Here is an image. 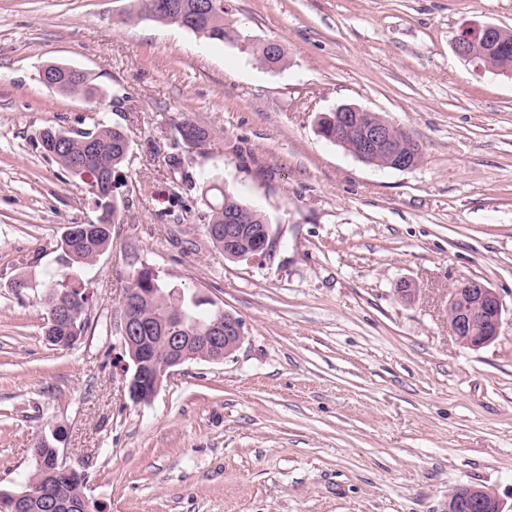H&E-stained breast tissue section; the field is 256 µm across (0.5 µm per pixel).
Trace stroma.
<instances>
[{
  "instance_id": "1",
  "label": "stroma",
  "mask_w": 512,
  "mask_h": 512,
  "mask_svg": "<svg viewBox=\"0 0 512 512\" xmlns=\"http://www.w3.org/2000/svg\"><path fill=\"white\" fill-rule=\"evenodd\" d=\"M135 9L0 0V491L21 489L56 431L100 512H442L461 485L512 512V76L453 51L463 24L512 30V0H224L241 34L224 43ZM267 41L280 68L251 54ZM47 64L87 72L111 107L43 84ZM342 104L410 132L421 164L380 169L323 139L319 117ZM185 118L209 130L202 152L174 148ZM96 119L131 150L130 207L86 275L93 313L117 312L146 266L245 333L232 358L184 363L146 404L129 398L118 337L63 349L44 336L57 244L96 213L40 134ZM185 175L194 189L173 195ZM212 182L266 214L268 256L214 247ZM466 279L504 307L477 350L448 327Z\"/></svg>"
}]
</instances>
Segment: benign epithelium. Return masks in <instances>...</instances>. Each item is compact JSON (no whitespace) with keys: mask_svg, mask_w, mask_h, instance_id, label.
Returning a JSON list of instances; mask_svg holds the SVG:
<instances>
[{"mask_svg":"<svg viewBox=\"0 0 512 512\" xmlns=\"http://www.w3.org/2000/svg\"><path fill=\"white\" fill-rule=\"evenodd\" d=\"M455 54L472 62L481 70H489L507 76L512 67L495 65V60L507 57L509 45L504 41V29L488 22L476 23L460 29L454 43ZM77 76L81 70L68 66L47 65L40 72L41 81L47 86L58 85L59 73ZM335 130L330 142L350 149L356 158L368 164L379 157L386 158L402 171L419 164L420 150L415 139L405 140L396 135L398 126L381 116L365 121L368 110L356 105H341L334 110ZM211 235L224 234V256L233 260L261 258L271 248V225L264 224L256 230H248L240 224L228 223L224 229L208 228ZM121 341L136 342L143 356L151 353V345L144 332L149 326L129 313L127 302H122ZM503 312L499 296L485 283L468 279L451 289L448 299V323L452 335L463 347L477 350L491 343L498 335ZM166 344V363L152 374V394H157L163 382L184 364L185 352L190 347H200L212 352L211 361L220 362L234 354L244 340L243 326L230 313L219 314L211 321L208 335L197 336L181 328L160 337ZM31 493H5L0 496V512H23L29 507ZM443 512H503L497 498L474 486H460L448 493Z\"/></svg>","mask_w":512,"mask_h":512,"instance_id":"7a95c632","label":"benign epithelium"}]
</instances>
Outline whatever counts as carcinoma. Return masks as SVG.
<instances>
[{"instance_id": "obj_1", "label": "carcinoma", "mask_w": 512, "mask_h": 512, "mask_svg": "<svg viewBox=\"0 0 512 512\" xmlns=\"http://www.w3.org/2000/svg\"><path fill=\"white\" fill-rule=\"evenodd\" d=\"M137 2L138 10L129 16L131 20L148 18L177 25L208 40L224 42L237 37V32L224 23V0H207L209 7L201 14L196 11L198 0H171L172 7L162 13L153 11L154 0ZM59 90L83 96H94L102 92L86 72L75 83L60 84ZM50 132V128L45 132L47 139L42 143L44 154L91 187L97 220L86 225V232L74 248H64L68 239L66 232L58 243L64 265L87 268L107 251L112 240V226L120 223L122 212L127 208L126 201L110 195L112 175L124 165L129 156L127 138L119 127L110 126L103 120L96 121L89 130L69 133L70 139L64 147L56 146L48 139ZM209 192L211 196L205 201L207 224L222 225L224 219L230 216L251 227L268 223L265 214L223 186L212 184ZM127 289L135 301L138 315L155 325L162 319L169 322L181 321L186 328L195 331L213 320L218 312L216 308L202 309V306L209 304L207 300L194 298L187 292L177 295V285L164 281L157 272L147 267L130 276ZM91 298L81 276L65 272L52 278L44 304L50 310L53 305L61 303L67 307L69 316L56 323L52 321V316H47L46 336L67 340L74 336L84 337L90 328L88 311ZM52 481V476L34 464L26 475L24 487L31 492H38ZM83 484L84 475L74 470L69 479L58 483V487L62 488L65 496L76 500L83 492Z\"/></svg>"}]
</instances>
